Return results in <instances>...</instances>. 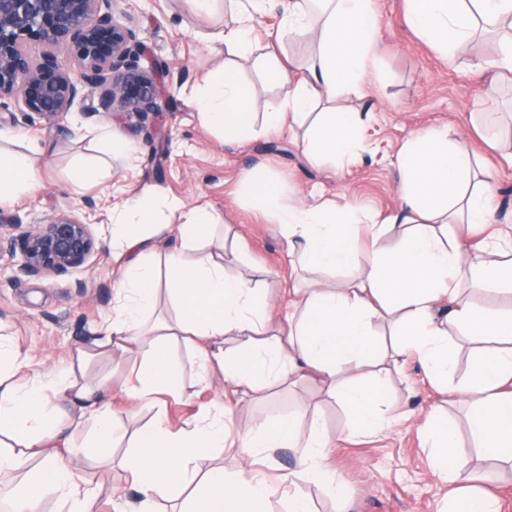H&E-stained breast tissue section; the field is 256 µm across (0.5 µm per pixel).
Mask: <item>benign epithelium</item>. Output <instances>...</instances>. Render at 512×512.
Returning a JSON list of instances; mask_svg holds the SVG:
<instances>
[{
  "instance_id": "1",
  "label": "benign epithelium",
  "mask_w": 512,
  "mask_h": 512,
  "mask_svg": "<svg viewBox=\"0 0 512 512\" xmlns=\"http://www.w3.org/2000/svg\"><path fill=\"white\" fill-rule=\"evenodd\" d=\"M41 47L37 55L30 48ZM66 55L74 68L62 67ZM147 46L112 11V0H0V112L13 124L54 125L76 110L84 117L160 112L162 66L146 68ZM24 104L16 114L9 101ZM96 247L92 223L67 212L33 229L0 234V256L15 259L12 278L65 276Z\"/></svg>"
}]
</instances>
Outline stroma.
<instances>
[{
  "label": "stroma",
  "instance_id": "35a3bbf8",
  "mask_svg": "<svg viewBox=\"0 0 512 512\" xmlns=\"http://www.w3.org/2000/svg\"><path fill=\"white\" fill-rule=\"evenodd\" d=\"M113 9L151 50L153 59L166 65L164 98L167 107L160 130L139 123L125 113L102 114L89 119L69 114L59 124L29 127L9 122L0 131L37 139L47 146L39 164L40 185L0 205V219L21 221L32 228L43 215L69 211L83 215L93 202L104 223L126 196L149 199L160 222L177 224L182 209L205 205L226 237H213L210 251H223L227 272L249 279L259 270L268 272L269 297L276 311L286 312L288 284L307 287L317 273L292 266L276 220L255 210L244 179L254 166L265 165L287 197L312 203L337 200L355 211L383 216L400 204V178L395 154L415 130L445 126L467 139L491 171L497 184L500 227L512 226V80L500 79L496 105L485 103L475 83L472 66L489 56L487 47L461 45L445 58L419 38L404 20L402 0H378L381 26L375 63L369 75V96L351 99L352 107H369L374 119L364 133L357 162L344 168L313 165L304 152L306 131L281 128L262 131L246 141H225L222 133L203 128L196 117L191 91L209 72L235 61L243 82L256 93L255 126L263 124L267 102L280 96L255 57L232 58L218 39L233 26L240 10L238 0H218L211 15L194 14L187 0H115ZM111 123L115 138L134 145L135 162L121 154L112 157L109 181L75 187L67 177L72 162L88 154L90 134ZM497 124L501 135L488 146L475 129ZM94 254L77 271L62 277L11 280L9 256L0 257V335L7 337L30 360L34 375L70 368V379L82 384L103 381L109 405L123 424L125 439L116 441L111 458L89 456L85 448L94 432L95 414L87 412L80 424L63 435L69 450L63 461L83 486L98 492V512H122L134 499L129 475L121 460L132 453L130 436L166 415L174 426L215 414L224 403V381L204 380L194 355L185 348L172 351L182 394L165 395L152 404L132 406L129 378L140 364L139 353L115 359H78V348L91 345L101 325L112 315L113 288L120 278L112 263V248L97 236ZM395 400L393 425L378 434L343 436L347 411L310 382L294 388L276 387L263 398H244L234 410L231 428L244 432L298 408H306L304 430L313 425L333 434L327 465L348 488L345 512H437L446 488L432 473L419 426L432 407L445 397L426 379L416 360L393 372ZM124 490L113 496V488Z\"/></svg>",
  "mask_w": 512,
  "mask_h": 512
}]
</instances>
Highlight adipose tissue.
Returning a JSON list of instances; mask_svg holds the SVG:
<instances>
[{
    "label": "adipose tissue",
    "instance_id": "adipose-tissue-1",
    "mask_svg": "<svg viewBox=\"0 0 512 512\" xmlns=\"http://www.w3.org/2000/svg\"><path fill=\"white\" fill-rule=\"evenodd\" d=\"M312 12L309 0H288L281 33H310L315 55L309 77L296 79L277 52L261 56L268 77L282 90L267 104L264 125L276 130L306 125V155L312 162H352L370 120L366 111L346 107L363 96L375 58L381 16L375 0H322ZM407 25L440 52L452 54L462 43L493 36L496 67L512 73V0H403ZM198 120L226 139L254 135L253 90L234 65L205 78L196 92ZM12 135L0 132V203L41 180L42 149L28 141L9 149ZM112 134L104 132L92 154L78 157L71 181L81 186L110 178L107 161ZM401 203L384 220L367 213L355 219L333 199L311 205L287 202L280 185L261 166L252 168L247 187L255 208L272 212L288 243L289 255L313 271H349L348 279L289 288L291 315H275L263 281L228 275L223 255L189 258L188 243L210 241L213 213L189 210L177 232L182 248L155 256L147 228L163 232L148 203L137 196L116 210L111 228L112 261L122 272L112 318L93 343L95 354L113 356L132 350L142 356L128 388L136 403L177 394L170 367L171 342L182 339L199 361L204 378L220 376L233 392L260 396L270 386L293 387L315 380L349 411L346 434L376 433L389 424L394 395L390 375L381 366L417 357L430 383L447 390L455 373L451 347L455 337L475 342L467 382L456 393L470 405L465 430L447 413L428 412L420 431L434 476L452 484L440 512H501L490 480L462 483L468 460L463 444L482 460L512 467V309L479 302L487 293L512 296V254L501 249H470L466 229L496 223V184L478 176L475 157L464 138H449L444 127L412 132L397 152ZM369 237H362V226ZM395 245L378 241L393 229ZM165 266L175 321L153 320L158 297V266ZM28 360L0 336V479L17 470L25 478L13 489L11 512H37L48 493L59 494L66 512H93L92 496L71 468L61 464L49 439L65 427L57 397L83 411L96 408L97 448L121 438L116 416L101 410L103 384L67 383L65 374L29 376ZM224 408L207 425L185 423L172 430L166 417L155 419L135 437L137 452L126 468L138 497L129 512H154L156 502L182 500L183 512H265L267 501L282 494L288 512H312L302 484L316 482L343 499L342 483L325 469L331 443L323 430L301 431L294 411L239 438L249 458L272 457L281 448L298 451L296 467L280 482L260 470L197 474L193 464L224 445ZM36 470L26 471L30 459Z\"/></svg>",
    "mask_w": 512,
    "mask_h": 512
}]
</instances>
